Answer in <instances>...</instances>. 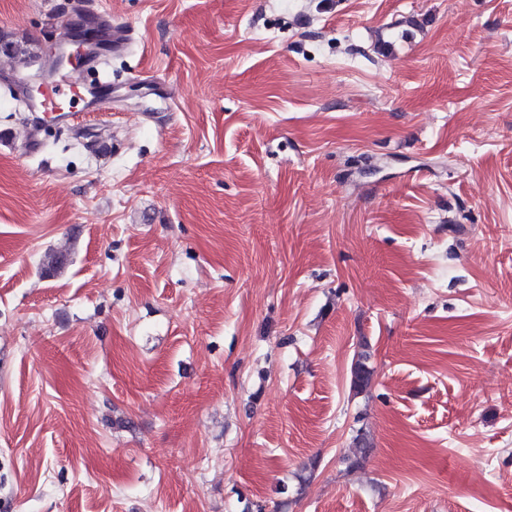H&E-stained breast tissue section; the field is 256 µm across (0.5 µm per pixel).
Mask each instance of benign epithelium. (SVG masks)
I'll return each mask as SVG.
<instances>
[{"label": "benign epithelium", "mask_w": 512, "mask_h": 512, "mask_svg": "<svg viewBox=\"0 0 512 512\" xmlns=\"http://www.w3.org/2000/svg\"><path fill=\"white\" fill-rule=\"evenodd\" d=\"M66 29L65 40L59 46L52 63L26 78V94L29 95L39 88L56 67H77L83 59L99 55L100 51L109 45V38L102 25L91 18L83 17L75 22H69Z\"/></svg>", "instance_id": "obj_1"}]
</instances>
